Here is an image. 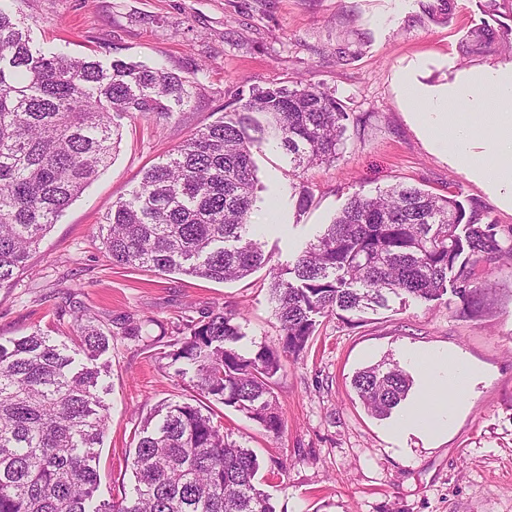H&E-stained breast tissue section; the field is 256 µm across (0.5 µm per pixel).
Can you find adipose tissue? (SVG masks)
I'll return each mask as SVG.
<instances>
[{
	"instance_id": "obj_1",
	"label": "adipose tissue",
	"mask_w": 512,
	"mask_h": 512,
	"mask_svg": "<svg viewBox=\"0 0 512 512\" xmlns=\"http://www.w3.org/2000/svg\"><path fill=\"white\" fill-rule=\"evenodd\" d=\"M430 114L423 133L433 146L448 154L457 167L512 189V63L456 78L434 97ZM480 115L487 117L489 125L486 162L481 166L469 149L474 119ZM422 359L432 392L430 408L423 417L409 412L406 422L427 433L447 428L451 418L448 393L464 395L473 371L448 353L430 351Z\"/></svg>"
}]
</instances>
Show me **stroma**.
<instances>
[{"instance_id": "1", "label": "stroma", "mask_w": 512, "mask_h": 512, "mask_svg": "<svg viewBox=\"0 0 512 512\" xmlns=\"http://www.w3.org/2000/svg\"><path fill=\"white\" fill-rule=\"evenodd\" d=\"M429 0H21L18 19L33 47L102 63L130 58L187 78L191 96L171 116L113 113L122 141L108 169L53 225L12 287L0 289V338L60 322L77 309L101 324L148 322L150 336L175 335L201 311L239 312L248 353L276 342L270 268L285 269L355 194L404 183L452 194L482 211L502 237L512 236V193L454 167L425 138L421 114L430 95L458 76L512 62L499 46L467 53L478 27L512 28V16L488 13L485 0H454L448 21L426 11ZM420 85L414 105L400 87L403 72ZM311 83L353 113L339 159L293 174L280 145L255 152L259 189L249 222L269 258L241 281L217 283L178 273L113 265L102 224L143 173L165 162L189 135L218 120L254 87ZM312 205L299 210L300 191ZM493 289L483 316L444 304L391 300L349 323L322 320L307 354L286 362L275 393L286 422L271 438L234 408L224 426L257 455L262 470L283 463V480L264 485L276 512H512V268L481 263ZM149 336V337H150ZM147 339V338H146ZM146 339L112 337L96 361L110 419L99 447L102 499L131 488L130 450L141 419L164 401L189 400L190 375L152 357ZM459 356L477 372L447 432L425 436L391 429L426 394L407 352ZM391 359L413 384L385 419L365 409L351 380Z\"/></svg>"}]
</instances>
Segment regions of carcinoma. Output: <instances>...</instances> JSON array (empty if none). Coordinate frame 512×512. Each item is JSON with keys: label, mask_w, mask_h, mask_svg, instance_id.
Listing matches in <instances>:
<instances>
[{"label": "carcinoma", "mask_w": 512, "mask_h": 512, "mask_svg": "<svg viewBox=\"0 0 512 512\" xmlns=\"http://www.w3.org/2000/svg\"><path fill=\"white\" fill-rule=\"evenodd\" d=\"M508 30L471 33L469 52ZM190 97L162 67L91 55L32 50L25 29L0 4V288L12 285L66 209L108 167L122 136L111 112H171ZM353 116L313 84L254 88L224 116L193 133L147 170L130 197L112 203L103 245L112 263L215 282L243 280L268 262L248 217L256 201L254 152L279 141L294 171L336 162ZM512 261V240L476 208L448 195L391 185L354 196L296 264L271 275L278 342L236 347L239 314L210 309L163 344L158 359L194 371L200 400L157 405L134 433L131 496L96 498L95 451L109 407L99 371L72 372L74 358L41 329L0 343V512H275L257 478L256 454L224 432L215 402L244 414L272 438L283 432L274 392L284 361L301 359L319 319L346 321L391 298L457 300L477 314L491 283L482 260ZM74 353L94 358L109 345L97 317L75 315ZM410 376L396 362L356 374L368 411L386 417L404 401Z\"/></svg>", "instance_id": "obj_1"}]
</instances>
